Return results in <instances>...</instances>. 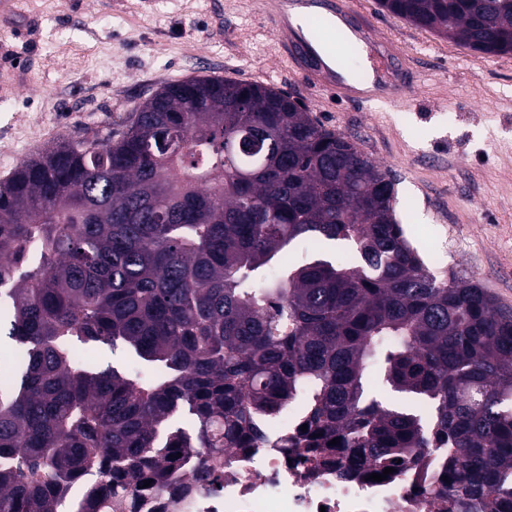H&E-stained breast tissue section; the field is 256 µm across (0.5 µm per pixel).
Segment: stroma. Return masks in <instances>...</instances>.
<instances>
[{
  "instance_id": "obj_1",
  "label": "stroma",
  "mask_w": 512,
  "mask_h": 512,
  "mask_svg": "<svg viewBox=\"0 0 512 512\" xmlns=\"http://www.w3.org/2000/svg\"><path fill=\"white\" fill-rule=\"evenodd\" d=\"M374 35L418 75L408 102L334 99L278 55L261 0H18L0 22V179L65 137L121 123L162 83L266 82L354 139L395 179L396 217L437 271L472 275L512 312V55L484 56L382 10Z\"/></svg>"
}]
</instances>
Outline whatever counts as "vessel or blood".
I'll list each match as a JSON object with an SVG mask.
<instances>
[{"label": "vessel or blood", "instance_id": "obj_1", "mask_svg": "<svg viewBox=\"0 0 512 512\" xmlns=\"http://www.w3.org/2000/svg\"><path fill=\"white\" fill-rule=\"evenodd\" d=\"M271 21L282 55L311 84L343 100L366 105H386L406 98L414 76L404 57L388 42L375 38L367 25L355 35L369 49L361 75L336 66L331 50L324 47L310 25L313 13L328 20L346 19L335 0H270Z\"/></svg>", "mask_w": 512, "mask_h": 512}]
</instances>
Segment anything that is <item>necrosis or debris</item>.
<instances>
[{"label": "necrosis or debris", "mask_w": 512, "mask_h": 512, "mask_svg": "<svg viewBox=\"0 0 512 512\" xmlns=\"http://www.w3.org/2000/svg\"><path fill=\"white\" fill-rule=\"evenodd\" d=\"M302 413L269 427L287 435L284 448H235L225 453L217 491L169 489L156 495L154 512H448L450 501L426 494L439 477L438 454L423 453L403 473L372 481L345 479L335 469L309 461Z\"/></svg>", "instance_id": "necrosis-or-debris-1"}]
</instances>
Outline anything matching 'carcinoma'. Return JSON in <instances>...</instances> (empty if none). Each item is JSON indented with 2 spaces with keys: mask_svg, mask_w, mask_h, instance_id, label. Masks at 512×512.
I'll use <instances>...</instances> for the list:
<instances>
[{
  "mask_svg": "<svg viewBox=\"0 0 512 512\" xmlns=\"http://www.w3.org/2000/svg\"><path fill=\"white\" fill-rule=\"evenodd\" d=\"M485 55H512V0H377ZM395 180L277 88L161 85L130 120L64 138L0 180V512H124L201 448H251L305 404L381 472L447 449L441 495L512 501V313L474 278L439 280L396 219ZM340 242L297 264L286 250ZM88 343L132 366L80 363ZM377 376L429 412L370 393ZM148 487H143L144 481Z\"/></svg>",
  "mask_w": 512,
  "mask_h": 512,
  "instance_id": "cac0c4a2",
  "label": "carcinoma"
}]
</instances>
